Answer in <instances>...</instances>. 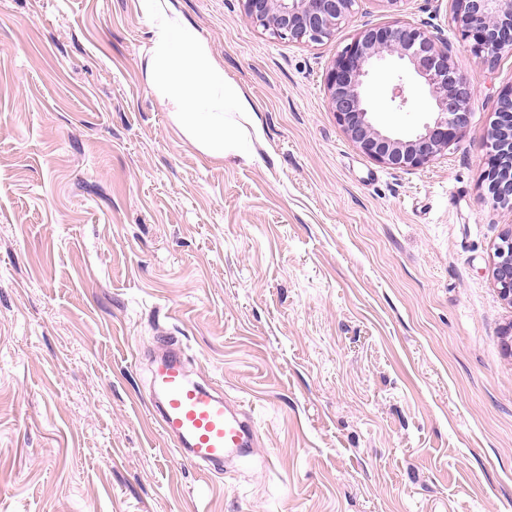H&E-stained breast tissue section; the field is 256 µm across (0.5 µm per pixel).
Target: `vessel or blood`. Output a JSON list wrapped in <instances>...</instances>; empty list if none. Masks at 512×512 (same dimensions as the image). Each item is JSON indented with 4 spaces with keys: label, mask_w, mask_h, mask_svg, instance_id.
Returning <instances> with one entry per match:
<instances>
[{
    "label": "vessel or blood",
    "mask_w": 512,
    "mask_h": 512,
    "mask_svg": "<svg viewBox=\"0 0 512 512\" xmlns=\"http://www.w3.org/2000/svg\"><path fill=\"white\" fill-rule=\"evenodd\" d=\"M164 346L148 396L162 434L200 468L216 470L227 458L247 454L253 443L247 418L233 413L216 387L190 382L182 349L169 339Z\"/></svg>",
    "instance_id": "b4317fda"
}]
</instances>
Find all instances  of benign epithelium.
Returning a JSON list of instances; mask_svg holds the SVG:
<instances>
[{
    "label": "benign epithelium",
    "mask_w": 512,
    "mask_h": 512,
    "mask_svg": "<svg viewBox=\"0 0 512 512\" xmlns=\"http://www.w3.org/2000/svg\"><path fill=\"white\" fill-rule=\"evenodd\" d=\"M253 23L276 38L318 43L354 13L356 0H241ZM452 22L470 52L493 64L512 53V0H453ZM393 57L432 101V118L420 130L399 135L379 128L364 78L376 60ZM330 109L349 139L371 160L389 168L423 167L445 154L470 123L474 90L447 44L422 27L402 21L364 25L336 57L325 76ZM483 181L493 205L512 208V85L499 93L485 145ZM492 274L499 296L512 307V227L500 236Z\"/></svg>",
    "instance_id": "7a95c632"
}]
</instances>
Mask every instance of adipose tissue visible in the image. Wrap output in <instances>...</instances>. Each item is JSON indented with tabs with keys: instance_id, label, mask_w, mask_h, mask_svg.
Returning a JSON list of instances; mask_svg holds the SVG:
<instances>
[{
	"instance_id": "adipose-tissue-1",
	"label": "adipose tissue",
	"mask_w": 512,
	"mask_h": 512,
	"mask_svg": "<svg viewBox=\"0 0 512 512\" xmlns=\"http://www.w3.org/2000/svg\"><path fill=\"white\" fill-rule=\"evenodd\" d=\"M139 9L151 23L146 76L171 121L209 157L250 159L255 108L241 87L225 78L208 41L184 20L173 0H139Z\"/></svg>"
}]
</instances>
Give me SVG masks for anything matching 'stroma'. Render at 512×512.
<instances>
[{"label":"stroma","mask_w":512,"mask_h":512,"mask_svg":"<svg viewBox=\"0 0 512 512\" xmlns=\"http://www.w3.org/2000/svg\"><path fill=\"white\" fill-rule=\"evenodd\" d=\"M254 103L251 161L200 153L146 80L138 0H0V512H512V308L492 278L512 210L483 183L512 54L488 64L453 0H358L317 44L239 0H174ZM450 44L472 122L428 165L366 157L324 80L366 24ZM397 60L378 124L431 117ZM176 338L257 429L249 463L182 459L146 402Z\"/></svg>","instance_id":"obj_1"}]
</instances>
